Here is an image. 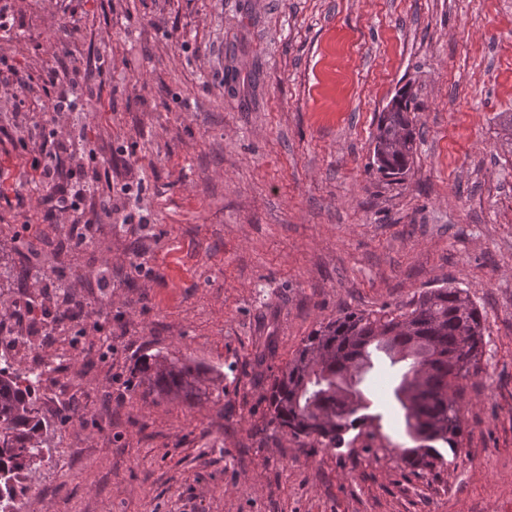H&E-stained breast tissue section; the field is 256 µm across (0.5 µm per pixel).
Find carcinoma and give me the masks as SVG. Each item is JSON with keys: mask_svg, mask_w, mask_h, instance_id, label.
Instances as JSON below:
<instances>
[{"mask_svg": "<svg viewBox=\"0 0 512 512\" xmlns=\"http://www.w3.org/2000/svg\"><path fill=\"white\" fill-rule=\"evenodd\" d=\"M418 105L406 98L394 112L382 114L377 139L404 141V150L387 154L376 171L401 175L417 151L408 113ZM485 319L467 291L450 283L423 292L406 309L378 316L346 312L313 330L270 386L269 424L295 439L312 438L340 448L345 437L381 422L373 399L363 388L370 370L362 369L364 347L384 344L401 354L407 368L393 389L403 410L404 431L416 446L402 448L399 460L413 471L443 459L437 444L458 448L462 434L458 381L480 370ZM135 387L176 398L197 395L206 369L184 361L144 357ZM45 372L14 367L0 354V512H17L29 472L44 460L43 431L37 412Z\"/></svg>", "mask_w": 512, "mask_h": 512, "instance_id": "carcinoma-1", "label": "carcinoma"}]
</instances>
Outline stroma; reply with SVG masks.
I'll return each instance as SVG.
<instances>
[{
	"instance_id": "1",
	"label": "stroma",
	"mask_w": 512,
	"mask_h": 512,
	"mask_svg": "<svg viewBox=\"0 0 512 512\" xmlns=\"http://www.w3.org/2000/svg\"><path fill=\"white\" fill-rule=\"evenodd\" d=\"M0 10V307L21 308L0 348L45 370L51 426L20 512H512V0ZM24 80L91 93L59 115ZM405 85L418 150L388 178L370 167L374 138ZM17 121L34 148L3 135ZM56 130L81 133L71 167L95 162L121 207L90 199L77 250L33 167ZM446 282L486 331L443 464L397 460L398 366L369 384L378 438L333 451L268 427L269 384L320 323ZM149 355L208 369L205 394L131 389Z\"/></svg>"
}]
</instances>
